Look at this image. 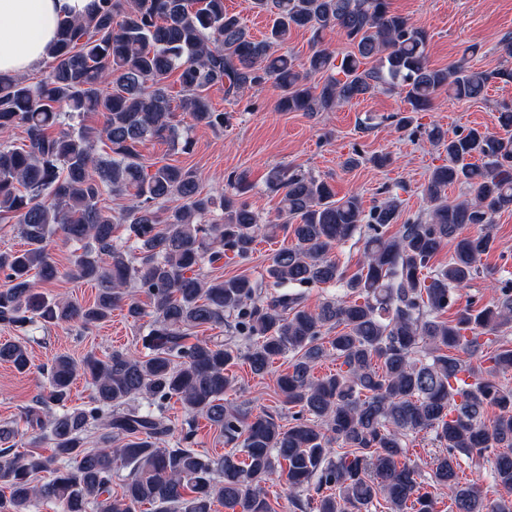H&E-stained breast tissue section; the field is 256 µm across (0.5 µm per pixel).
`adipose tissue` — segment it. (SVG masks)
<instances>
[{
    "instance_id": "obj_1",
    "label": "adipose tissue",
    "mask_w": 512,
    "mask_h": 512,
    "mask_svg": "<svg viewBox=\"0 0 512 512\" xmlns=\"http://www.w3.org/2000/svg\"><path fill=\"white\" fill-rule=\"evenodd\" d=\"M91 0H0V75H21L46 58L61 25Z\"/></svg>"
}]
</instances>
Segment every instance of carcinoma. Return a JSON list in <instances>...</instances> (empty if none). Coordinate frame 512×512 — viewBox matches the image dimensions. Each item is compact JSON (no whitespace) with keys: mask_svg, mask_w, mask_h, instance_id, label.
I'll return each instance as SVG.
<instances>
[{"mask_svg":"<svg viewBox=\"0 0 512 512\" xmlns=\"http://www.w3.org/2000/svg\"><path fill=\"white\" fill-rule=\"evenodd\" d=\"M274 16L261 40L252 38L224 0H93L88 13L60 28L46 70L36 82L0 77V223L15 224L25 248L0 252V325L18 336L32 326L99 324L120 308L139 322L145 352H89L79 361L57 355L48 391L25 411L33 449L11 453L17 428L0 424V512H30L40 499L58 512H276L264 485L281 474L297 512H512V500L490 501L483 487L460 481L462 464L480 468L485 452L492 485L512 492V279H497L498 296L471 297L446 317L460 290L484 273L494 247L496 214L512 210V136L469 128L445 137L421 195L425 212L400 217L398 195L370 210L336 193L323 178L275 167L269 188L281 194L280 224H264L248 201L246 173L229 177L220 196L202 191L196 172L147 163L148 141L179 138L178 112L193 125L224 126L208 91L219 85L237 98L268 84L280 112H332L380 91L398 90L408 107L406 130L442 89L459 101L479 98L491 82L512 83V36L501 38L505 60L492 71L463 65L434 68L427 31L390 10L389 0H251ZM314 39L334 30L350 51L319 49L299 64L276 47L291 31ZM328 74L322 84L315 74ZM176 77L182 98L169 93ZM95 114L101 124L90 125ZM24 128L27 144L11 132ZM109 153H99V145ZM469 196L448 201V187ZM128 204L115 217L104 194ZM126 225L127 238L116 236ZM477 228L471 233L470 227ZM367 229L362 259L350 273L332 253ZM283 230L294 242L266 267L267 286L244 276L203 273L224 256L247 261L263 232ZM62 235L82 245L73 267L60 270L49 251ZM453 242L447 261L436 257ZM68 275L97 285L93 303L50 300L38 289ZM144 293V307L128 290ZM338 286L344 296L315 310L309 288ZM228 324L231 336L187 342V330ZM288 359L276 380L288 423L267 411L224 404L242 361L268 374ZM340 369L321 378L326 359ZM0 362L17 371L30 356L19 342H0ZM92 381L83 406H67L78 375ZM177 399L187 428L169 423ZM498 413L487 417L488 409ZM205 417L232 449L214 458L195 449L196 418ZM180 431L176 446L166 439ZM441 448L428 474L409 457L416 435ZM47 445L51 453L40 451ZM129 470L112 495V476ZM48 480L37 483L40 474Z\"/></svg>","mask_w":512,"mask_h":512,"instance_id":"obj_1","label":"carcinoma"}]
</instances>
